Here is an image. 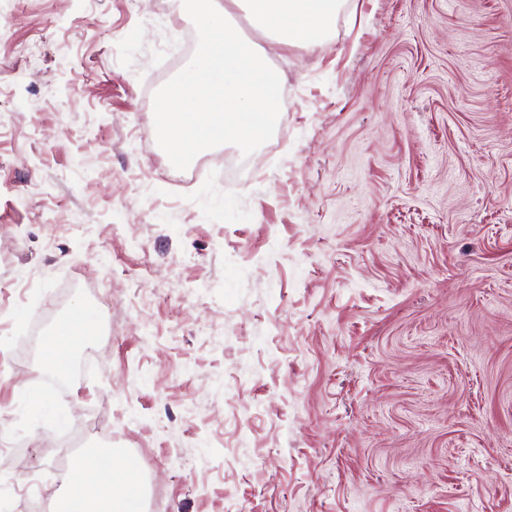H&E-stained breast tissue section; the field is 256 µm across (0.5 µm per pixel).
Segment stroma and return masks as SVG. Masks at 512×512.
Here are the masks:
<instances>
[{
    "instance_id": "35a3bbf8",
    "label": "stroma",
    "mask_w": 512,
    "mask_h": 512,
    "mask_svg": "<svg viewBox=\"0 0 512 512\" xmlns=\"http://www.w3.org/2000/svg\"><path fill=\"white\" fill-rule=\"evenodd\" d=\"M195 34L181 0H0V342L98 323L57 394L0 355V512L106 441L143 512H512V0L259 38L272 138L179 171L153 95Z\"/></svg>"
}]
</instances>
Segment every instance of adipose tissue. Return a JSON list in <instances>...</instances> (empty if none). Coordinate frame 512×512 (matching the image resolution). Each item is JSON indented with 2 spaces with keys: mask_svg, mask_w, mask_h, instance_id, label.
Instances as JSON below:
<instances>
[{
  "mask_svg": "<svg viewBox=\"0 0 512 512\" xmlns=\"http://www.w3.org/2000/svg\"><path fill=\"white\" fill-rule=\"evenodd\" d=\"M93 337L91 312L75 307L43 344V367L60 371L64 357ZM141 497L140 468L130 456L107 457L99 462L91 455L77 456L71 466L69 485L54 512H137Z\"/></svg>",
  "mask_w": 512,
  "mask_h": 512,
  "instance_id": "1",
  "label": "adipose tissue"
}]
</instances>
